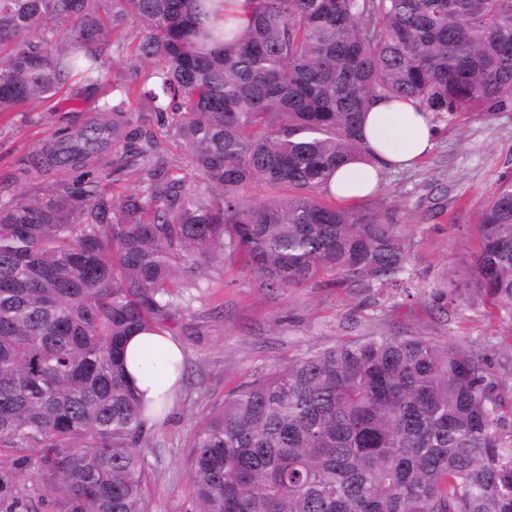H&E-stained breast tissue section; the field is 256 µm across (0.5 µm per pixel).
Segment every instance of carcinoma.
Segmentation results:
<instances>
[{
    "instance_id": "carcinoma-1",
    "label": "carcinoma",
    "mask_w": 512,
    "mask_h": 512,
    "mask_svg": "<svg viewBox=\"0 0 512 512\" xmlns=\"http://www.w3.org/2000/svg\"><path fill=\"white\" fill-rule=\"evenodd\" d=\"M0 0V113L99 86L118 32L140 36L112 117L54 133L26 173L112 152L141 190L60 180L0 200L3 512H30L38 475L59 512H145L156 426L124 348L183 316L178 288L243 257L269 288L330 277L369 293L420 288L378 210L336 205L329 181L373 155L364 118L412 99L432 120L512 112V0ZM156 121L186 151L175 168ZM433 287L512 318V182L483 205L477 249ZM489 341L370 336L288 360L194 428V512H512V396Z\"/></svg>"
}]
</instances>
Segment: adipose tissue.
Instances as JSON below:
<instances>
[{"label": "adipose tissue", "mask_w": 512, "mask_h": 512, "mask_svg": "<svg viewBox=\"0 0 512 512\" xmlns=\"http://www.w3.org/2000/svg\"><path fill=\"white\" fill-rule=\"evenodd\" d=\"M364 133L375 161L349 164L335 173L330 190L339 200L350 202L373 194L382 170L414 165L431 150L435 138L433 124L410 100L376 102L366 115ZM126 359L127 374L146 404L173 402L180 385L175 365L183 355L170 334L141 332L130 337Z\"/></svg>", "instance_id": "obj_1"}]
</instances>
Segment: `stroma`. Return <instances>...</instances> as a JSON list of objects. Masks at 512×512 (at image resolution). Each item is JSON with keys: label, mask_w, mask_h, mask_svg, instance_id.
<instances>
[{"label": "stroma", "mask_w": 512, "mask_h": 512, "mask_svg": "<svg viewBox=\"0 0 512 512\" xmlns=\"http://www.w3.org/2000/svg\"><path fill=\"white\" fill-rule=\"evenodd\" d=\"M103 105V94L72 78L53 99L22 112L0 115V189L35 194L62 178L97 177L104 193L137 192L139 175L112 173V157L86 170H52L24 180L21 163L35 156L62 128L82 126ZM512 179V112L474 113L462 121L436 124L432 150L414 166L385 170L382 189L367 204L388 211L405 240L424 288L412 297L372 295L322 279L293 288H267L242 261L214 266L205 288H184L185 310L172 336L180 343L185 372L173 405L144 452L146 512H192L187 454L194 426L224 396L289 359L369 336L421 335L444 342L493 338L489 362L512 375V318L490 305L462 312L432 303L427 285L445 279L451 263L469 260L476 247L475 224L488 199Z\"/></svg>", "instance_id": "35a3bbf8"}]
</instances>
